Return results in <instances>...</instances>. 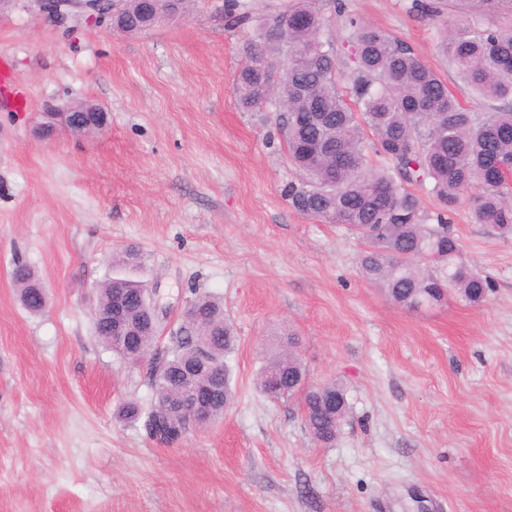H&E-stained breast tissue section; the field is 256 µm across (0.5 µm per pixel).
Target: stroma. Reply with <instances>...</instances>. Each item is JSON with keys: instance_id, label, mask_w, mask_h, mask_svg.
Wrapping results in <instances>:
<instances>
[{"instance_id": "obj_1", "label": "stroma", "mask_w": 512, "mask_h": 512, "mask_svg": "<svg viewBox=\"0 0 512 512\" xmlns=\"http://www.w3.org/2000/svg\"><path fill=\"white\" fill-rule=\"evenodd\" d=\"M291 0H193L137 35L78 18L59 27L32 0L0 8V512H512V236L462 198L449 232L492 283L477 305L393 304L360 272L363 242L292 209L299 174L272 109L244 110L237 75L259 22ZM413 0H319L349 67L350 19L407 42L471 110L490 106L436 50L445 24ZM472 23L489 25L485 16ZM89 101L105 127L42 139L40 113ZM138 248L143 267L113 266ZM47 292L22 306L15 263ZM124 275L156 288L178 326L197 296L237 332L235 397L177 443L149 438L122 403H150L149 364L98 338L96 287ZM293 333L311 383L336 381L348 411L315 441L298 398L260 393L267 345Z\"/></svg>"}]
</instances>
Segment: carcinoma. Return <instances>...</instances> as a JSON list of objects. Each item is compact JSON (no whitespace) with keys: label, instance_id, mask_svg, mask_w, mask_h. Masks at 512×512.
Segmentation results:
<instances>
[{"label":"carcinoma","instance_id":"cac0c4a2","mask_svg":"<svg viewBox=\"0 0 512 512\" xmlns=\"http://www.w3.org/2000/svg\"><path fill=\"white\" fill-rule=\"evenodd\" d=\"M316 2L295 0L262 22L243 46L246 63L237 78L243 107L275 108L288 162L304 175L300 184H288L290 207L325 224H344L364 240L358 258L363 278L402 307L416 309L446 295L469 304L483 301L491 283L462 257L457 239L448 234V214L470 193L477 223L512 235V185L493 179L500 166L512 164V25L457 23L438 35L437 49L459 78L495 104L494 111L480 115L407 43L377 27L351 22L353 66L341 68L334 44L322 38L325 19ZM458 5L512 16V0H458ZM284 72L288 83L270 96V84ZM425 184L438 201L433 213L423 209L415 192ZM114 263L137 267L143 256L127 248ZM36 281L27 264H17L13 282L32 313L45 305ZM140 288L142 282L122 276L103 283L95 330L129 362L141 360L168 332V344L157 350L150 368L154 402L146 409L126 402L119 416L135 421L146 415L150 435L169 444L189 429L188 414L178 407L187 368H195L197 382L212 380L213 370L219 371L224 391L211 404V419L224 415L232 396L226 358L237 337L217 299L197 297L187 317L169 330L136 302ZM119 295L132 301L126 317L139 332L122 346L112 342L109 327L112 299ZM274 372L281 379L276 392L270 389ZM301 374L305 366L289 339L270 354L256 385L271 398L299 397L308 434L331 443L347 413L345 390L335 381L303 388L297 385ZM332 396L337 410L330 420L325 404Z\"/></svg>","mask_w":512,"mask_h":512}]
</instances>
